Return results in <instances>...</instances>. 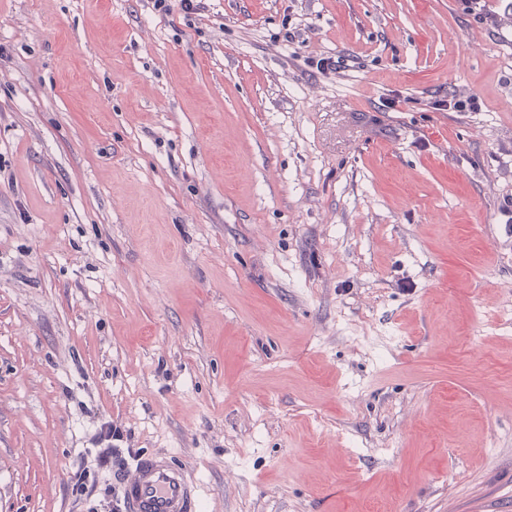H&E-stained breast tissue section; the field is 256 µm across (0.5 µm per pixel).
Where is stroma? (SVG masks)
<instances>
[{"instance_id":"1","label":"stroma","mask_w":512,"mask_h":512,"mask_svg":"<svg viewBox=\"0 0 512 512\" xmlns=\"http://www.w3.org/2000/svg\"><path fill=\"white\" fill-rule=\"evenodd\" d=\"M203 3L0 0V512H512V24ZM437 106L435 109H442L448 107V110L454 112H478L481 111L482 103L480 98L473 94L466 98H459L456 95L448 97V100H438L434 103ZM127 512H198L195 482L166 457L140 456L123 482Z\"/></svg>"}]
</instances>
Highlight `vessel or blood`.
<instances>
[{"mask_svg":"<svg viewBox=\"0 0 512 512\" xmlns=\"http://www.w3.org/2000/svg\"><path fill=\"white\" fill-rule=\"evenodd\" d=\"M126 512H198L194 481L167 458L140 456L123 482Z\"/></svg>","mask_w":512,"mask_h":512,"instance_id":"b4317fda","label":"vessel or blood"}]
</instances>
